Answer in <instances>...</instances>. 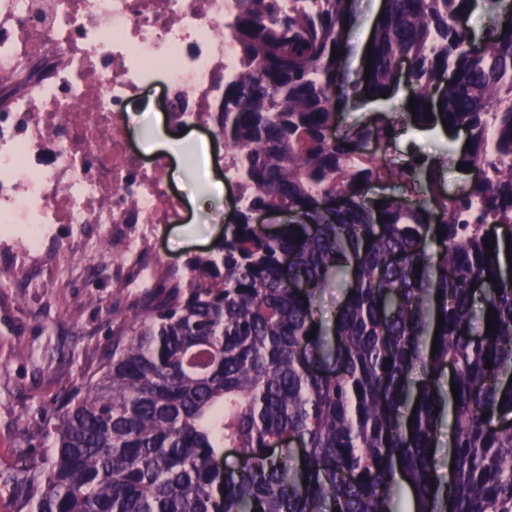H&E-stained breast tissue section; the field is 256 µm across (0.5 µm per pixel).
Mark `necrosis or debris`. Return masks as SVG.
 Instances as JSON below:
<instances>
[{"mask_svg":"<svg viewBox=\"0 0 512 512\" xmlns=\"http://www.w3.org/2000/svg\"><path fill=\"white\" fill-rule=\"evenodd\" d=\"M236 0H0V262L47 261L54 224L96 225L130 257L140 224L184 221L164 156L128 136L132 106L164 76L169 124L206 127L237 57Z\"/></svg>","mask_w":512,"mask_h":512,"instance_id":"4bbe7bcc","label":"necrosis or debris"}]
</instances>
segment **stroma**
Masks as SVG:
<instances>
[{"mask_svg": "<svg viewBox=\"0 0 512 512\" xmlns=\"http://www.w3.org/2000/svg\"><path fill=\"white\" fill-rule=\"evenodd\" d=\"M382 0H352L355 21L344 34L342 66L358 71L379 15ZM408 89H401L372 108L339 113L337 135L374 119L377 113L407 115ZM187 145H205L213 182L223 193L202 197L192 178L193 159H174L169 179L187 199V221L161 226L145 267L124 261L107 234L94 230L78 235L58 227L60 240L70 249L28 273L9 271L0 278V512H13L14 489L8 474L26 461L49 452L34 412L57 396L83 387L112 345V331L132 314L156 264L182 267L188 257L205 254L221 240L235 206L236 190L224 181L225 146L200 129L184 130ZM445 138L403 123L387 152L404 162L418 154L438 163L439 177L448 192L462 189L466 175L458 160L444 154Z\"/></svg>", "mask_w": 512, "mask_h": 512, "instance_id": "obj_1", "label": "stroma"}]
</instances>
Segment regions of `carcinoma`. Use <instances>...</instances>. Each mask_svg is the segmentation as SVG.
Segmentation results:
<instances>
[{
  "label": "carcinoma",
  "instance_id": "1",
  "mask_svg": "<svg viewBox=\"0 0 512 512\" xmlns=\"http://www.w3.org/2000/svg\"><path fill=\"white\" fill-rule=\"evenodd\" d=\"M479 2L475 38L458 20ZM506 13L512 0H385L366 81L333 58L350 0H240L237 69L213 121L241 207L215 250L156 270L83 394L37 411L53 448L8 477L16 512H512ZM403 84L416 125L468 133L472 178L451 199L427 161L375 157L396 123L330 135L341 101ZM390 183L405 194L374 205L370 189ZM259 209L294 221L269 233ZM336 280L348 294L333 339H310L316 293ZM448 411L441 476L429 452ZM402 480L413 510L395 500Z\"/></svg>",
  "mask_w": 512,
  "mask_h": 512
}]
</instances>
